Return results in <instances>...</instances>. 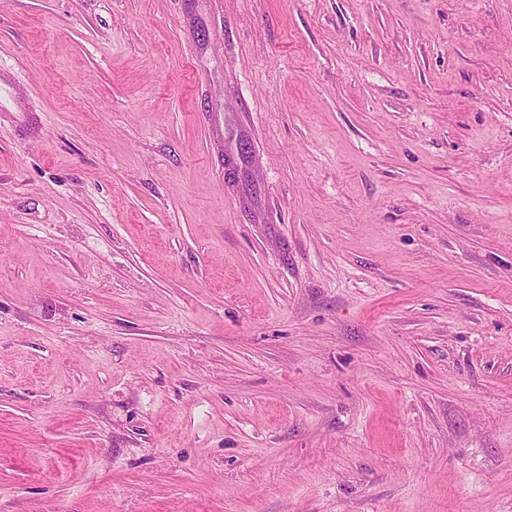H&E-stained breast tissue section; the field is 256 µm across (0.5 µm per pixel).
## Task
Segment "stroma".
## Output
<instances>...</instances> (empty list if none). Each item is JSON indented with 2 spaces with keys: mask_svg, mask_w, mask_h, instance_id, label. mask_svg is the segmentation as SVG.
I'll return each instance as SVG.
<instances>
[{
  "mask_svg": "<svg viewBox=\"0 0 512 512\" xmlns=\"http://www.w3.org/2000/svg\"><path fill=\"white\" fill-rule=\"evenodd\" d=\"M0 67V512H512V0H0Z\"/></svg>",
  "mask_w": 512,
  "mask_h": 512,
  "instance_id": "obj_1",
  "label": "stroma"
}]
</instances>
